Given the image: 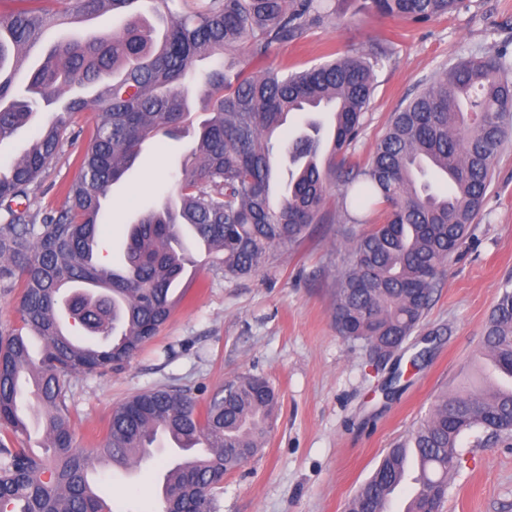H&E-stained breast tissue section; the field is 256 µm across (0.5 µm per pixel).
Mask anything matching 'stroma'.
<instances>
[{"mask_svg": "<svg viewBox=\"0 0 512 512\" xmlns=\"http://www.w3.org/2000/svg\"><path fill=\"white\" fill-rule=\"evenodd\" d=\"M336 12L298 41L277 46L275 65L301 70L351 50L375 53V90L352 161L367 163L393 112L442 66L512 44V0H464L426 24L375 14L370 0H335ZM192 138L147 144L134 172L108 203L112 233L99 260L120 261L123 233L141 212L161 207L181 177ZM78 174L62 143L32 196L34 207L61 208L62 189ZM491 183L472 236L440 272L422 334L431 353L408 368L413 342L399 362L374 364L364 343L336 332V274L349 234L364 227L345 219L344 184L326 188V221L292 247L274 248L269 264L247 276H226L194 238H187L193 280L174 287L177 303L160 333L123 367L72 377L69 407L75 443L95 457L113 405L160 386L190 391L200 403L240 374L266 379L279 408L264 448L226 474L215 512H345L387 448L412 432L436 398L455 392L481 362L485 325L512 279V145L494 156ZM480 431L460 443L459 465L441 512H512V444L482 442ZM170 465L169 451L112 468L105 495L113 512H163L154 486Z\"/></svg>", "mask_w": 512, "mask_h": 512, "instance_id": "stroma-1", "label": "stroma"}]
</instances>
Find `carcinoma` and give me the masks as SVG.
Here are the masks:
<instances>
[{
    "label": "carcinoma",
    "mask_w": 512,
    "mask_h": 512,
    "mask_svg": "<svg viewBox=\"0 0 512 512\" xmlns=\"http://www.w3.org/2000/svg\"><path fill=\"white\" fill-rule=\"evenodd\" d=\"M166 23L161 42L136 4ZM0 10V143L40 108L63 106L34 132L26 151L0 171V294L19 292L21 326L0 332V431H26L20 378L28 376L42 414L49 459L0 439V512H112L74 444L68 406L78 373H106L129 362L160 332L175 300L186 255L182 228L220 255L224 274L248 275L276 245H296L322 222L329 176L344 175L343 199L363 211L387 209L380 224L353 237L338 271L336 332L381 356L401 349L422 324L440 268L468 237L490 185V161L512 141V53L457 59L393 113L367 165L350 163L374 92L378 58L352 53L287 71L268 64L274 47L296 41L336 11L333 0H11ZM463 0H371L372 9L412 24L458 10ZM124 16L112 34L57 40L31 72L23 93L19 68L48 31L97 13ZM246 46L255 73L220 66L201 74L203 119L182 164L177 203L141 213L126 227L121 264L96 260L111 218L102 203L130 171L146 141L183 132L191 112L183 80L202 57ZM92 111L89 144L65 205L31 211V196L57 154L71 116ZM333 113L332 126L289 145L286 194L271 204L276 136L294 112ZM451 179L437 193L427 175ZM100 282L95 294L82 285ZM85 335L59 333L57 318ZM488 361L511 384L475 381L438 396L429 414L388 449L346 512H387L405 463L420 465L406 512L442 504L459 463L458 441L473 429L512 436V289H504L485 327ZM277 395L262 378L242 375L204 409L185 390L157 388L112 408L97 458L143 460L171 436L209 456L169 470L164 512H214L224 475L255 457L273 424Z\"/></svg>",
    "instance_id": "carcinoma-1"
}]
</instances>
